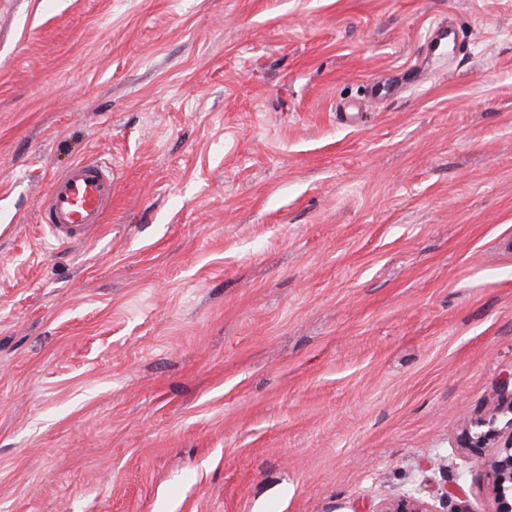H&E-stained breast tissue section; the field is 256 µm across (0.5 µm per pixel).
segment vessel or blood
Masks as SVG:
<instances>
[{"instance_id":"b4317fda","label":"vessel or blood","mask_w":512,"mask_h":512,"mask_svg":"<svg viewBox=\"0 0 512 512\" xmlns=\"http://www.w3.org/2000/svg\"><path fill=\"white\" fill-rule=\"evenodd\" d=\"M111 165L91 159L72 164L56 176L44 199L41 222L61 246L89 239L112 204Z\"/></svg>"}]
</instances>
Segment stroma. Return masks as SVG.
<instances>
[{
	"label": "stroma",
	"mask_w": 512,
	"mask_h": 512,
	"mask_svg": "<svg viewBox=\"0 0 512 512\" xmlns=\"http://www.w3.org/2000/svg\"><path fill=\"white\" fill-rule=\"evenodd\" d=\"M4 10L0 512H497L457 439L512 371V0ZM112 166L97 159L72 164L56 176L44 199L41 222L61 246L89 239L112 205ZM376 512H433L428 503L412 494H403L383 500Z\"/></svg>",
	"instance_id": "obj_1"
}]
</instances>
